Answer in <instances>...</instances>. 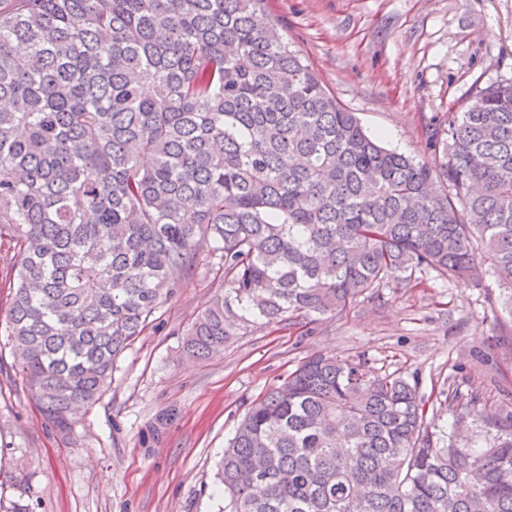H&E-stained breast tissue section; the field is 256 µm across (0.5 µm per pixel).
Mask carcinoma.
Instances as JSON below:
<instances>
[{"label":"carcinoma","instance_id":"carcinoma-1","mask_svg":"<svg viewBox=\"0 0 512 512\" xmlns=\"http://www.w3.org/2000/svg\"><path fill=\"white\" fill-rule=\"evenodd\" d=\"M263 0H0V246L18 372L68 435L209 249L181 354L339 314L408 271L512 293V83L448 113L437 167L384 147ZM224 512H512V412L426 423L418 386L314 355L224 448Z\"/></svg>","mask_w":512,"mask_h":512}]
</instances>
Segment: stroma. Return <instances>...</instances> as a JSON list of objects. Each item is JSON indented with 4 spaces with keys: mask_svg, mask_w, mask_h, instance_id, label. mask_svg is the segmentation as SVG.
I'll use <instances>...</instances> for the list:
<instances>
[{
    "mask_svg": "<svg viewBox=\"0 0 512 512\" xmlns=\"http://www.w3.org/2000/svg\"><path fill=\"white\" fill-rule=\"evenodd\" d=\"M263 9L368 134L430 164L431 129L478 90L512 81V0H265ZM223 292L203 258L65 437L17 372L0 288V512L15 501L32 512H219L216 464L237 425L315 353L417 376L439 426L462 408L512 411V314L485 271L421 270L342 314L244 327L220 354L180 357L184 333Z\"/></svg>",
    "mask_w": 512,
    "mask_h": 512,
    "instance_id": "stroma-1",
    "label": "stroma"
}]
</instances>
